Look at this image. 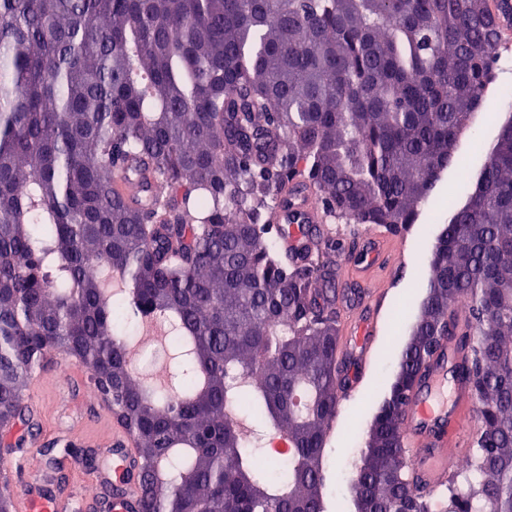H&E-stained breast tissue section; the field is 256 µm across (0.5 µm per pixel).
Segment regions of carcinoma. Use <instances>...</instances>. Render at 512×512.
Returning a JSON list of instances; mask_svg holds the SVG:
<instances>
[{
	"label": "carcinoma",
	"instance_id": "carcinoma-1",
	"mask_svg": "<svg viewBox=\"0 0 512 512\" xmlns=\"http://www.w3.org/2000/svg\"><path fill=\"white\" fill-rule=\"evenodd\" d=\"M500 45L487 0H0V427L25 420L52 350L112 385L140 512H333L335 274L272 246L275 208L295 185L346 224L416 223L465 165ZM117 170L149 200L112 194ZM428 267L353 512H512L511 114ZM147 317L181 357L171 393L117 327ZM449 338L483 414L471 476L439 508L409 475L401 415ZM272 430L292 444L281 473L261 464Z\"/></svg>",
	"mask_w": 512,
	"mask_h": 512
}]
</instances>
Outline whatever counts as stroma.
Instances as JSON below:
<instances>
[{"instance_id": "obj_1", "label": "stroma", "mask_w": 512, "mask_h": 512, "mask_svg": "<svg viewBox=\"0 0 512 512\" xmlns=\"http://www.w3.org/2000/svg\"><path fill=\"white\" fill-rule=\"evenodd\" d=\"M500 54L495 79L483 102L484 113L476 117L458 143L459 153L469 157L476 168L483 164L484 150L498 129L497 124L485 121V114H503L512 104V40L502 41ZM464 192L454 170H446L417 224L394 236L402 263L381 286L383 298L371 367L358 391L345 402L344 412L329 434L328 477L336 482L338 512H343L347 500L344 477L364 446L362 436L388 392L403 345L420 313L428 257L436 234L447 219L450 206L460 202ZM39 373L44 380L42 387L26 398L34 423L16 426L15 435L23 441L22 450L10 457L17 468L16 479L24 481L34 471L61 501L74 496L96 499L102 493L96 476L106 465L116 418L98 396L92 395L93 382L85 367L74 365L72 376L62 380L55 363L50 361ZM89 451L95 455L94 467L73 470L71 460L82 458Z\"/></svg>"}]
</instances>
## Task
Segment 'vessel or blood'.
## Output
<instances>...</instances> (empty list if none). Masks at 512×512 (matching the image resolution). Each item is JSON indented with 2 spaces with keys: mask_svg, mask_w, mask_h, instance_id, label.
<instances>
[{
  "mask_svg": "<svg viewBox=\"0 0 512 512\" xmlns=\"http://www.w3.org/2000/svg\"><path fill=\"white\" fill-rule=\"evenodd\" d=\"M114 193L130 200L143 201L147 186L138 179L124 175L112 180ZM296 221L281 241L289 253L303 258L312 243L300 233V225L318 223L320 216L308 192H300L295 208ZM401 255L391 248L388 236L371 231L360 244V266H392ZM379 297L366 291H337L336 307L342 313L343 331L337 348L340 398H347L362 381L367 357L376 336ZM454 342L442 343L423 378L414 388L402 410L403 445L411 458L414 480L428 490H438L448 482L449 464L463 456L469 447V420L473 396L469 385L452 378L450 362L459 358ZM133 464V442L128 432L112 434V454L102 472V479L111 481L117 490L112 500L113 512H132L139 500L137 485L128 483L126 474ZM19 512H66L64 503L45 496L39 479L20 487L17 494Z\"/></svg>",
  "mask_w": 512,
  "mask_h": 512,
  "instance_id": "b4317fda",
  "label": "vessel or blood"
}]
</instances>
